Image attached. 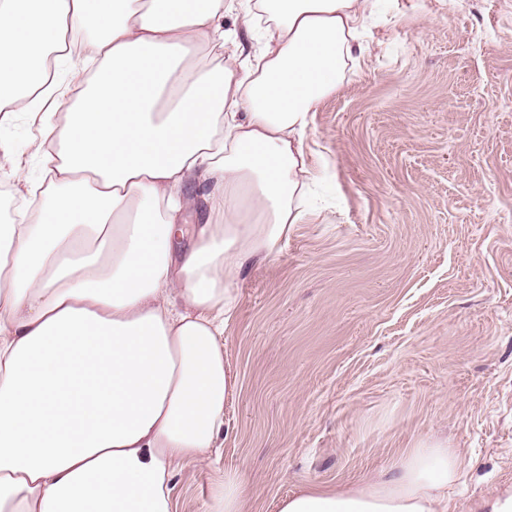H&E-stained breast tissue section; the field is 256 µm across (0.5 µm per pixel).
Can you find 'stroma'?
Here are the masks:
<instances>
[{"label":"stroma","mask_w":512,"mask_h":512,"mask_svg":"<svg viewBox=\"0 0 512 512\" xmlns=\"http://www.w3.org/2000/svg\"><path fill=\"white\" fill-rule=\"evenodd\" d=\"M363 47L305 139L327 204L237 285L232 430L177 468L175 512L228 467L277 512L438 439L465 462L448 512L512 488V0H385ZM50 149L28 114L0 127V203Z\"/></svg>","instance_id":"stroma-1"}]
</instances>
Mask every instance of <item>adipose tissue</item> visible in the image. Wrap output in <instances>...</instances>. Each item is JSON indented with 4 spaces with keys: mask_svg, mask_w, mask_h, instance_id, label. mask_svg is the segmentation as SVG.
I'll return each mask as SVG.
<instances>
[{
    "mask_svg": "<svg viewBox=\"0 0 512 512\" xmlns=\"http://www.w3.org/2000/svg\"><path fill=\"white\" fill-rule=\"evenodd\" d=\"M372 7L0 0V124L28 111L56 146L45 202L0 224V512H173L177 466L230 431L236 285L303 219L310 113L341 87ZM69 27L98 62L75 97ZM462 469L424 441L279 512H448Z\"/></svg>",
    "mask_w": 512,
    "mask_h": 512,
    "instance_id": "adipose-tissue-1",
    "label": "adipose tissue"
}]
</instances>
